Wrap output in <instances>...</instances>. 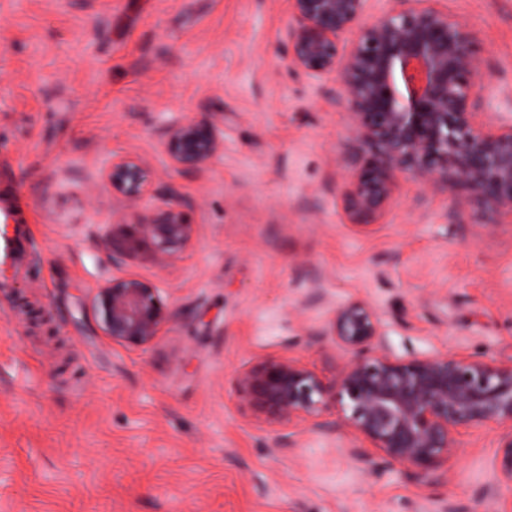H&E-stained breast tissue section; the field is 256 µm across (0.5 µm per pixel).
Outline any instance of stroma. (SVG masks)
<instances>
[{
	"label": "stroma",
	"mask_w": 512,
	"mask_h": 512,
	"mask_svg": "<svg viewBox=\"0 0 512 512\" xmlns=\"http://www.w3.org/2000/svg\"><path fill=\"white\" fill-rule=\"evenodd\" d=\"M477 36L512 117V0H445ZM288 0H0V205L36 243L0 292V512H492L505 429L461 430L429 484L347 434L260 423L240 373L290 356L332 382L309 345L336 305L368 301L397 355L512 357V223L473 201L401 181L375 223H350L349 120L336 86L288 63ZM215 114L223 154L175 174L172 122ZM151 167L154 204L186 202L190 246L160 267L150 245L110 256L134 224L104 178L113 155ZM132 274L169 319L118 344L89 313ZM323 298L308 304L313 285ZM287 442H280V434Z\"/></svg>",
	"instance_id": "35a3bbf8"
}]
</instances>
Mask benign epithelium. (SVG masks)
I'll return each mask as SVG.
<instances>
[{
	"label": "benign epithelium",
	"mask_w": 512,
	"mask_h": 512,
	"mask_svg": "<svg viewBox=\"0 0 512 512\" xmlns=\"http://www.w3.org/2000/svg\"><path fill=\"white\" fill-rule=\"evenodd\" d=\"M366 2L290 0L289 64L305 76L339 81L336 103L358 143L343 192L348 219L375 221L402 179L474 197L491 224L512 219V121L494 122L484 112L491 87L472 29L449 17L442 0H387L371 18ZM162 147L172 172L203 171L223 152V130L208 115L184 118L165 130ZM148 173L142 158L112 157L104 177L140 221L112 225L105 245L114 255L146 242L167 267L193 228L177 194L151 204ZM92 312L120 344L147 345L167 321L160 289L134 275L99 286ZM327 340L346 356L330 387L289 357L266 359L239 376L258 418L323 435L344 430L354 438L345 453L359 469L369 466L370 447L423 483L448 462L460 430L507 424L493 470L496 483L512 488V358L397 356L384 344L380 316L361 299L337 306L326 329L308 336L310 344ZM332 405L343 419L323 417Z\"/></svg>",
	"instance_id": "1"
}]
</instances>
